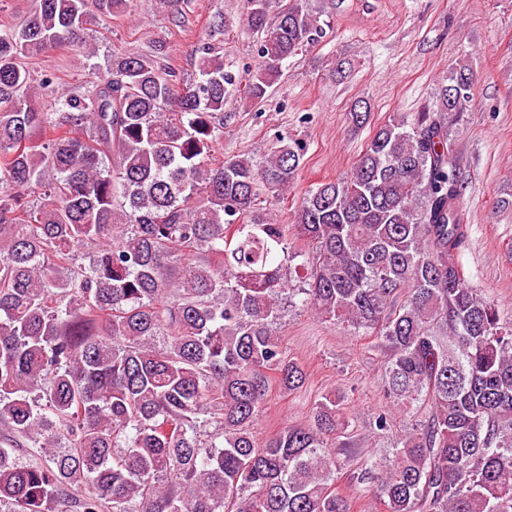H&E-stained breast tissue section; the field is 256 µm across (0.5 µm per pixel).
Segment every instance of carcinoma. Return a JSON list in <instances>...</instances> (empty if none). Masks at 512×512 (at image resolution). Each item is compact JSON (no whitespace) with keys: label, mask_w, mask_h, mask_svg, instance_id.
Listing matches in <instances>:
<instances>
[{"label":"carcinoma","mask_w":512,"mask_h":512,"mask_svg":"<svg viewBox=\"0 0 512 512\" xmlns=\"http://www.w3.org/2000/svg\"><path fill=\"white\" fill-rule=\"evenodd\" d=\"M133 0H36L0 28V505L13 512H350L331 441L340 398L262 445L270 382L306 378L277 322L284 296L391 351L385 393L427 420L369 461L386 512H512V320L455 257L468 234L451 127L473 97L457 68L427 111L376 129L350 175L303 197L296 223L257 208L294 183L304 145L263 164L208 163L235 83L208 42L178 86L153 55L116 57L94 88L34 85L26 59L83 47L92 15ZM261 102L288 58L326 37L308 0H244ZM56 94L43 110L36 98ZM312 245L285 288L289 234ZM93 249L89 267L75 262ZM219 254L213 267L192 253ZM214 426L218 444L200 433ZM32 457L22 462L15 448ZM83 488L74 498L70 492Z\"/></svg>","instance_id":"cac0c4a2"}]
</instances>
